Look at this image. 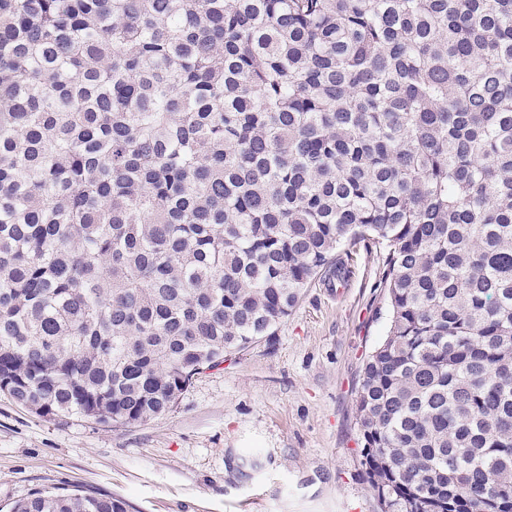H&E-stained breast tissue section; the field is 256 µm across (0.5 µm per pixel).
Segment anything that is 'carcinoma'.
Masks as SVG:
<instances>
[{
	"instance_id": "obj_1",
	"label": "carcinoma",
	"mask_w": 512,
	"mask_h": 512,
	"mask_svg": "<svg viewBox=\"0 0 512 512\" xmlns=\"http://www.w3.org/2000/svg\"><path fill=\"white\" fill-rule=\"evenodd\" d=\"M361 245L381 512H512V0H0V392L154 419Z\"/></svg>"
}]
</instances>
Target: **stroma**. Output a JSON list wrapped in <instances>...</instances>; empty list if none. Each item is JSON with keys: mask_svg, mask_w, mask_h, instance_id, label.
Here are the masks:
<instances>
[{"mask_svg": "<svg viewBox=\"0 0 512 512\" xmlns=\"http://www.w3.org/2000/svg\"><path fill=\"white\" fill-rule=\"evenodd\" d=\"M380 278L376 251H360L344 293L314 281L274 336L141 424L43 417L0 393V512L77 486L133 512H377L355 396L388 327Z\"/></svg>", "mask_w": 512, "mask_h": 512, "instance_id": "35a3bbf8", "label": "stroma"}]
</instances>
